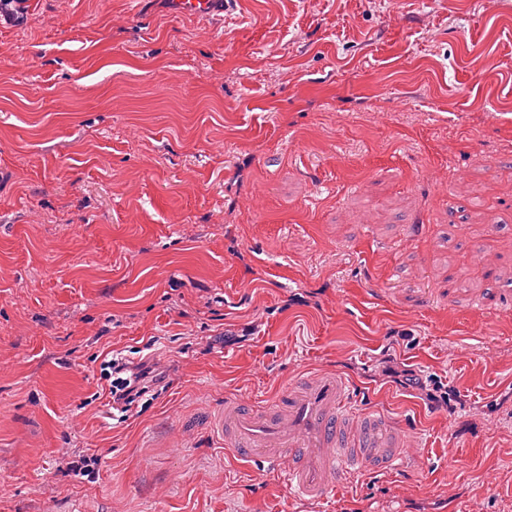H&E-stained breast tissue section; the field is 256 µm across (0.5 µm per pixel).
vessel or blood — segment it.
Instances as JSON below:
<instances>
[{
	"label": "vessel or blood",
	"instance_id": "obj_1",
	"mask_svg": "<svg viewBox=\"0 0 512 512\" xmlns=\"http://www.w3.org/2000/svg\"><path fill=\"white\" fill-rule=\"evenodd\" d=\"M226 0H173L179 16L220 18ZM343 376L323 371L289 387L275 404L259 407L229 399L220 429L228 449L263 458L297 495L322 500L343 479L380 469L407 440L397 422L378 412H354Z\"/></svg>",
	"mask_w": 512,
	"mask_h": 512
}]
</instances>
